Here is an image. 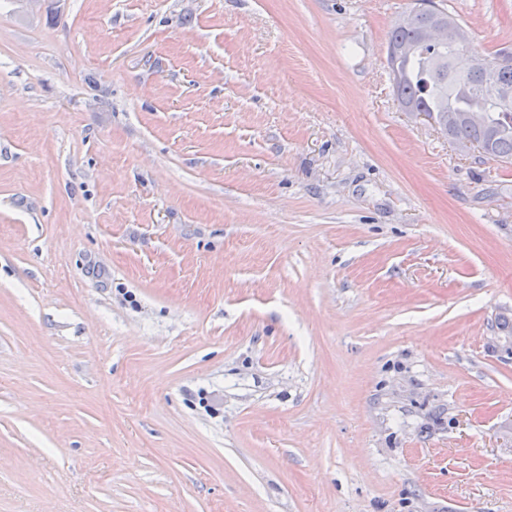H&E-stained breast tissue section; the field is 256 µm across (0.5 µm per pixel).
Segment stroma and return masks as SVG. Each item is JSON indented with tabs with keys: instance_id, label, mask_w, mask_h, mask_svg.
I'll return each instance as SVG.
<instances>
[{
	"instance_id": "obj_1",
	"label": "stroma",
	"mask_w": 512,
	"mask_h": 512,
	"mask_svg": "<svg viewBox=\"0 0 512 512\" xmlns=\"http://www.w3.org/2000/svg\"><path fill=\"white\" fill-rule=\"evenodd\" d=\"M415 3L0 0V512H512V164L400 109Z\"/></svg>"
}]
</instances>
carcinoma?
<instances>
[{
  "instance_id": "carcinoma-1",
  "label": "carcinoma",
  "mask_w": 512,
  "mask_h": 512,
  "mask_svg": "<svg viewBox=\"0 0 512 512\" xmlns=\"http://www.w3.org/2000/svg\"><path fill=\"white\" fill-rule=\"evenodd\" d=\"M387 56L399 78L394 94L401 108H416L436 121L453 118L448 136L460 142H477L486 155L512 161V53L491 56L496 68L479 77L459 71L455 61L464 55L460 43L420 45L416 28L393 26Z\"/></svg>"
}]
</instances>
